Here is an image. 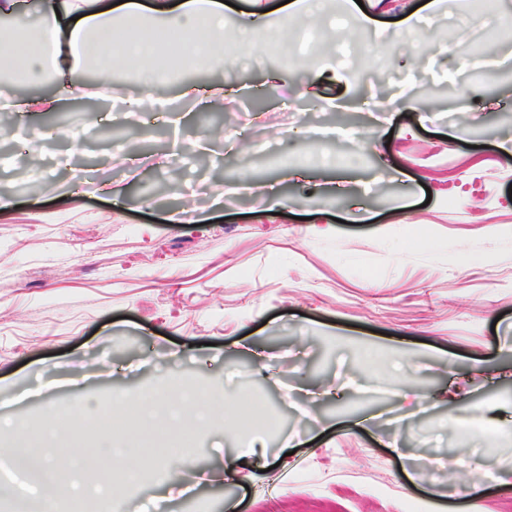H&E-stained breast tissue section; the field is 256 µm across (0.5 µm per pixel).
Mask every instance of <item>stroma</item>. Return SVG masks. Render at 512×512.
Returning a JSON list of instances; mask_svg holds the SVG:
<instances>
[{"label":"stroma","instance_id":"stroma-1","mask_svg":"<svg viewBox=\"0 0 512 512\" xmlns=\"http://www.w3.org/2000/svg\"><path fill=\"white\" fill-rule=\"evenodd\" d=\"M483 33L468 0L340 2L317 40L252 45L262 67L147 91L82 70L15 116L0 457L6 421L84 436L100 404L120 446L165 386L246 409L194 426L191 459L114 469V512H512V42L470 58ZM219 107L232 130L204 140ZM466 448L489 462L476 500L440 475Z\"/></svg>","mask_w":512,"mask_h":512}]
</instances>
